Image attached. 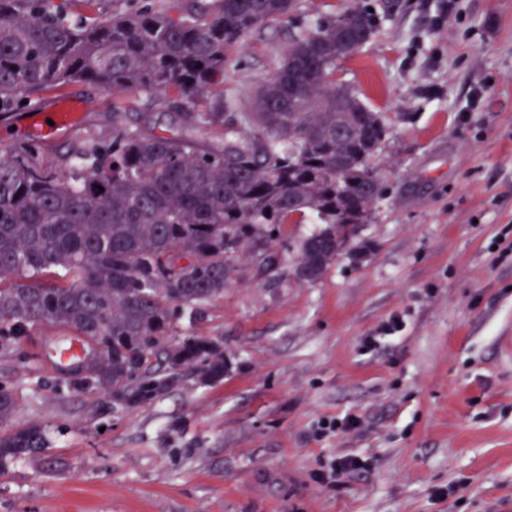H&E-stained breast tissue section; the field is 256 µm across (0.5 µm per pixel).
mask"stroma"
I'll return each mask as SVG.
<instances>
[{
	"label": "stroma",
	"instance_id": "1",
	"mask_svg": "<svg viewBox=\"0 0 512 512\" xmlns=\"http://www.w3.org/2000/svg\"><path fill=\"white\" fill-rule=\"evenodd\" d=\"M347 4L372 10L375 31L341 76L389 126L361 252L298 282L314 227L285 225L278 272L245 267L177 326L221 338L223 382H185L102 430L91 399L51 387L66 329L31 328L0 381L18 392L13 426L40 424L50 446L0 473V512H512V0H302L250 34L225 90L256 86L297 28ZM62 99L80 103L76 121L44 135ZM111 102L87 84L48 91L0 119V145L35 142L61 165L111 140ZM127 105L177 133L161 105ZM395 317L396 337L366 349ZM324 418L357 424L320 439ZM346 455L366 469L317 481Z\"/></svg>",
	"mask_w": 512,
	"mask_h": 512
}]
</instances>
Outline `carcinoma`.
Here are the masks:
<instances>
[{
	"mask_svg": "<svg viewBox=\"0 0 512 512\" xmlns=\"http://www.w3.org/2000/svg\"><path fill=\"white\" fill-rule=\"evenodd\" d=\"M102 2L0 0V115L70 83L112 95V140L78 147L63 170L36 143L0 148V357L21 358L36 325L69 329L85 368L55 388L94 397L100 419L189 378L222 382V340L176 324L223 298L244 262L275 268L285 224L319 225L292 267L319 280L383 197L374 162L388 133L336 81L374 33L364 10L314 19L257 88L226 95L229 56L300 0H196L176 16L153 0ZM128 93L160 102L180 131L133 125ZM208 129L224 140L201 142ZM16 408L0 383V472L50 445L37 424L12 427Z\"/></svg>",
	"mask_w": 512,
	"mask_h": 512,
	"instance_id": "carcinoma-1",
	"label": "carcinoma"
}]
</instances>
